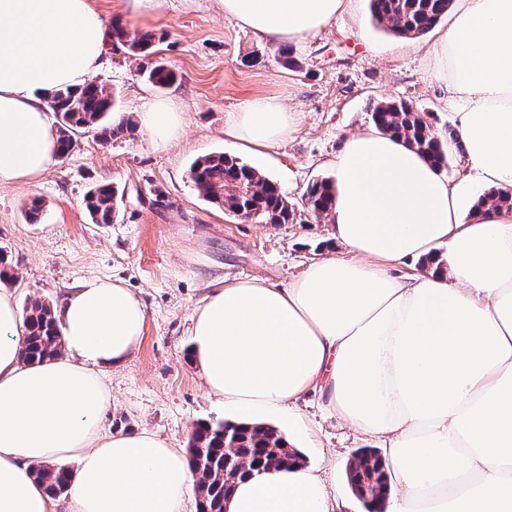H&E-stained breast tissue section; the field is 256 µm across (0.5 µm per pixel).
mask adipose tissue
Wrapping results in <instances>:
<instances>
[{
  "mask_svg": "<svg viewBox=\"0 0 512 512\" xmlns=\"http://www.w3.org/2000/svg\"><path fill=\"white\" fill-rule=\"evenodd\" d=\"M225 16L285 43L317 33L347 0H221ZM111 31L94 0H0V187L55 163L43 99L101 70ZM457 107L469 177L457 185L402 140L371 127L332 166L333 236L347 258L310 262L287 286L227 282L198 303L193 360L232 422L293 415L314 391L381 442L389 476L377 512H512V211L466 205L473 184L512 189V0H457L433 47ZM158 151L183 116L149 100ZM297 123L278 98L230 113L224 133L255 150ZM434 258L431 269L397 266ZM62 354L25 365L26 328L0 290V512H55L36 466L75 462L68 512H186L196 493L183 449L148 432L108 433L107 366L144 337L146 310L120 281L93 277L62 298ZM226 512H349L318 469L252 471Z\"/></svg>",
  "mask_w": 512,
  "mask_h": 512,
  "instance_id": "obj_1",
  "label": "adipose tissue"
}]
</instances>
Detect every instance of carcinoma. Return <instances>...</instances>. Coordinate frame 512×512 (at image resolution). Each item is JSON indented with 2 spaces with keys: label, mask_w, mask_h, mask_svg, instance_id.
I'll use <instances>...</instances> for the list:
<instances>
[{
  "label": "carcinoma",
  "mask_w": 512,
  "mask_h": 512,
  "mask_svg": "<svg viewBox=\"0 0 512 512\" xmlns=\"http://www.w3.org/2000/svg\"><path fill=\"white\" fill-rule=\"evenodd\" d=\"M453 0H369L373 20L397 36L423 35L441 18L448 15ZM113 43L127 53L144 60L141 77L154 87L164 88L177 80V73L160 59H152L154 36L148 33L129 37L121 25L112 26ZM47 107L57 116L60 155L69 154L76 146L75 135L94 133L103 141L125 135L133 130L130 119L115 121L116 111L112 90L103 83L90 82L80 89H60L46 97ZM374 126L402 138L427 157L439 170L449 166L448 143L455 132H437L431 114L421 112L406 101H378L369 105ZM190 179L199 194L216 203L224 211L244 212L251 221L260 224H286L293 219L294 207L276 183L239 158L222 152L210 154L192 163ZM332 181L312 182L305 195L310 211L318 216L328 215L332 204ZM495 204L512 209V191L492 189L482 195L477 204ZM86 207L95 224L114 221L117 190L102 184L86 196ZM26 341L22 352L25 363H40L61 354L59 326L51 305L36 301L26 309L24 318ZM235 441V454L245 456L256 467L276 469L288 464L302 463L301 453L272 427L243 425L232 422H200L189 439V456L197 475V512H224V488H233L243 472L224 468V433ZM347 478L355 495L366 505L367 512L386 493L388 474L382 465L381 454L365 449L354 455ZM69 468L53 464L40 465L35 476L46 484L51 495L67 490Z\"/></svg>",
  "instance_id": "carcinoma-1"
}]
</instances>
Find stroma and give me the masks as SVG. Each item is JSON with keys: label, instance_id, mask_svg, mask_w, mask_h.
Wrapping results in <instances>:
<instances>
[{"label": "stroma", "instance_id": "35a3bbf8", "mask_svg": "<svg viewBox=\"0 0 512 512\" xmlns=\"http://www.w3.org/2000/svg\"><path fill=\"white\" fill-rule=\"evenodd\" d=\"M123 26L132 37L153 34L178 79L154 88L139 76L138 60L113 48L96 80L112 88L117 111L134 120L146 100L172 102L184 114L183 133L164 151L153 150L140 127L105 144L86 134L37 182L0 188V250L8 257L0 287L23 309L36 300L58 305L87 278L124 282L145 305L144 339L123 365L107 370L112 406L103 426L146 430L184 449L197 422L225 418L189 356L198 301L227 279L254 276L284 286L312 260L347 257L327 221L307 211L303 195L312 181L329 177L346 138L371 127L369 101H408L432 113L441 132L454 128V113L436 76L433 34H388L373 23L368 0H352L318 34L292 42L295 70L275 61L277 43L226 18L220 0H166L156 17L129 18ZM263 97L300 115L291 137L268 148L262 168L295 209L289 224L236 220L204 200L189 179L190 164L210 153L250 161L225 137L224 120ZM107 183L121 196L117 217L96 224L85 196ZM35 200L42 220L30 224L25 212ZM324 402L316 392L298 404L320 449L309 448L288 420L274 423L308 466L317 451L349 460L370 445L328 415Z\"/></svg>", "mask_w": 512, "mask_h": 512}]
</instances>
